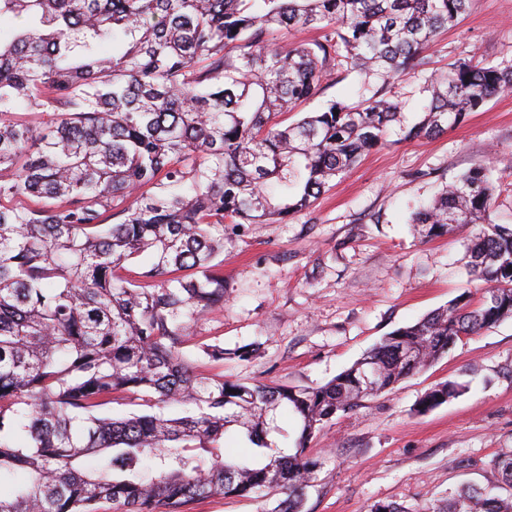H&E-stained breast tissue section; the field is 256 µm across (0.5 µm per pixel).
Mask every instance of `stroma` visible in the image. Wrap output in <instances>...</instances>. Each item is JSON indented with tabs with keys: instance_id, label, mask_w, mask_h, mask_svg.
<instances>
[{
	"instance_id": "1",
	"label": "stroma",
	"mask_w": 512,
	"mask_h": 512,
	"mask_svg": "<svg viewBox=\"0 0 512 512\" xmlns=\"http://www.w3.org/2000/svg\"><path fill=\"white\" fill-rule=\"evenodd\" d=\"M428 55L427 70L368 84L398 102L408 125L432 74L449 63L471 55L512 63V0H471ZM477 165L497 182L492 220L512 225V90L436 137L390 136L288 222L225 235L224 304L194 317L181 348L195 373L317 387L383 336L470 289L460 262L465 234L422 239L409 220L442 184ZM249 344V360L234 357ZM209 345L225 349L223 361L205 355ZM443 382L465 391L417 414L419 398ZM308 451L324 464L302 512H371L391 502L433 512L460 486L483 484L492 459L512 452V320L464 337L392 392L338 415Z\"/></svg>"
}]
</instances>
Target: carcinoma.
I'll return each mask as SVG.
<instances>
[{
  "mask_svg": "<svg viewBox=\"0 0 512 512\" xmlns=\"http://www.w3.org/2000/svg\"><path fill=\"white\" fill-rule=\"evenodd\" d=\"M470 2L0 0V480H16L0 512H180L277 491L274 512H301L322 465L308 453L316 431L512 319V226L490 218L496 185L477 166L411 216L423 238L471 228L476 295L318 387L200 377L181 353L187 317L224 304V225L285 223L394 124L404 140L436 136L512 89V64L459 58L410 126L378 90L273 123L315 97L334 62L384 84L425 70ZM302 30L322 36L272 44ZM20 105L48 120L21 119ZM140 256V279L117 275ZM461 391L439 384L417 411ZM118 398L184 411L101 416ZM228 434L250 454L226 453ZM92 456L104 464L87 467ZM437 512H512V453Z\"/></svg>",
  "mask_w": 512,
  "mask_h": 512,
  "instance_id": "1",
  "label": "carcinoma"
}]
</instances>
